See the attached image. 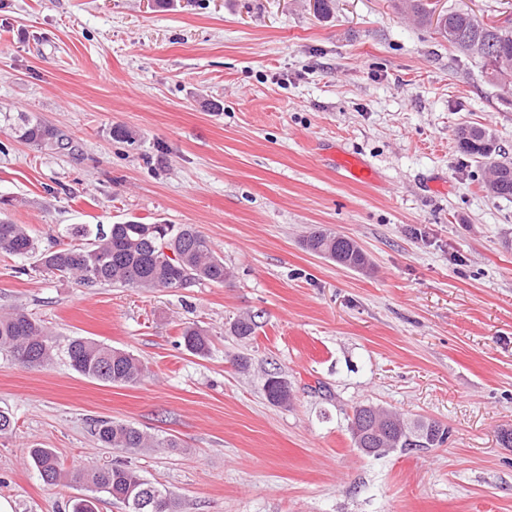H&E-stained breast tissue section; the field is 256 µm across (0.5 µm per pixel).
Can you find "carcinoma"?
I'll return each mask as SVG.
<instances>
[{"label":"carcinoma","mask_w":512,"mask_h":512,"mask_svg":"<svg viewBox=\"0 0 512 512\" xmlns=\"http://www.w3.org/2000/svg\"><path fill=\"white\" fill-rule=\"evenodd\" d=\"M402 7L418 24L435 25L455 51L478 59L489 83L512 90L511 20L485 24L469 13L454 11L435 23L428 0H402ZM0 127L42 149L73 150L67 138L25 112L15 115L1 111ZM457 139L459 149L478 161L500 152L493 136L482 128L462 127ZM486 186L491 195L511 199L512 161L503 160L490 168ZM67 234L78 243L42 250L27 225L0 217V254L17 258L36 255L45 270L72 280L81 288L113 284L153 291L186 288L201 281L222 284L230 277L224 259L193 224H144L135 220L74 224L67 228ZM163 239L168 241L173 256L160 252L158 244ZM304 246L349 269L364 270L369 266L367 255L356 241L328 229L318 227L311 231ZM256 327L253 316L243 315L233 323L232 332L241 339H250ZM182 340L194 355L203 357L210 350L209 334L197 326L185 327ZM0 352L10 354L26 367L43 368L54 359L56 341L47 326L16 307L0 312ZM66 354L75 372L113 386L134 385L144 374L133 354L84 337L71 339ZM264 392L273 405L284 406L291 400L290 383L280 375H267ZM94 433L106 446L130 453L143 448L181 447L176 439L158 441L132 424L112 420L97 421ZM351 436L357 449H384L373 455L379 459L397 450L441 446L447 442L449 430L432 419L411 422L391 410L360 405L353 408ZM29 458L46 485H56L70 476L51 448H33ZM70 477L89 491L72 501L71 512H97V503L105 498L124 504L127 512H180L179 499L173 492L148 481L122 460Z\"/></svg>","instance_id":"obj_1"}]
</instances>
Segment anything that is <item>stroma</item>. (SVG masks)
I'll list each match as a JSON object with an SVG mask.
<instances>
[{
	"label": "stroma",
	"instance_id": "obj_1",
	"mask_svg": "<svg viewBox=\"0 0 512 512\" xmlns=\"http://www.w3.org/2000/svg\"><path fill=\"white\" fill-rule=\"evenodd\" d=\"M0 110L69 136L52 153L0 130V212L42 247L73 224H194L230 267L224 284L86 289L36 259L0 256V310L55 334L50 365L0 354V497L70 512L83 487L45 485L122 457L181 512H512V199L462 153L488 129L512 160V96L393 0H0ZM129 128L134 143L112 138ZM376 186L341 180L333 152ZM320 224L358 242L355 271L306 251ZM256 316L249 340L231 332ZM207 331L189 353L185 323ZM76 336L129 351L143 380L85 378ZM292 402L271 405L267 374ZM373 403L448 425L438 448L363 456L348 429ZM180 449L129 456L97 420ZM182 340L185 348L194 355L203 357L210 350L209 334L197 326L185 327L182 332ZM266 399L273 405H288L291 400V386L288 379L280 375L268 374L264 383ZM30 464L37 470L44 484L52 486L68 477L63 464L51 448H31Z\"/></svg>",
	"mask_w": 512,
	"mask_h": 512
}]
</instances>
